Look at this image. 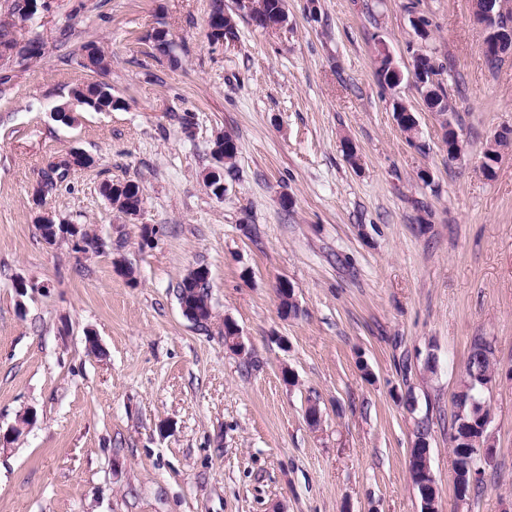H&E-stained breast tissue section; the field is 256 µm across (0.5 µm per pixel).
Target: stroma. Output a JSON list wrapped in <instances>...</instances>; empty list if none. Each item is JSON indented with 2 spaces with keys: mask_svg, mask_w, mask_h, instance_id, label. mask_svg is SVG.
<instances>
[{
  "mask_svg": "<svg viewBox=\"0 0 512 512\" xmlns=\"http://www.w3.org/2000/svg\"><path fill=\"white\" fill-rule=\"evenodd\" d=\"M211 4L47 0L14 28L37 57L0 61V512H420L421 418L442 512H512V147L493 176L480 167L512 127V56L487 64L471 0H286L268 29L224 0L226 46L208 37ZM159 28L173 57L152 47ZM90 42L107 71L84 67ZM382 43L399 68L420 47L443 65L461 159L410 80L379 82ZM91 82L112 110L72 99ZM224 133L238 154L219 199L203 177ZM74 149L94 165L38 196ZM125 181L144 197L130 219L102 194ZM44 210L111 249L46 244ZM195 267L210 274L203 327L177 296ZM228 318L248 355L225 348ZM479 336L498 361L493 459L461 502L453 397Z\"/></svg>",
  "mask_w": 512,
  "mask_h": 512,
  "instance_id": "obj_1",
  "label": "stroma"
}]
</instances>
